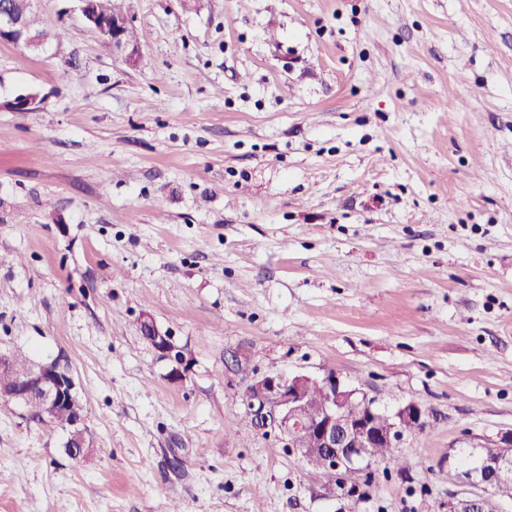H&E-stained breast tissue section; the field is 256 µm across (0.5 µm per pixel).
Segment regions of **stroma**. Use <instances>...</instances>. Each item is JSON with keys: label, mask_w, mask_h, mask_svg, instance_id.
I'll list each match as a JSON object with an SVG mask.
<instances>
[{"label": "stroma", "mask_w": 512, "mask_h": 512, "mask_svg": "<svg viewBox=\"0 0 512 512\" xmlns=\"http://www.w3.org/2000/svg\"><path fill=\"white\" fill-rule=\"evenodd\" d=\"M182 3L124 0L137 67L75 0H38L42 47L0 43V353L68 365L97 443L73 460L0 402V512L481 494L453 461L512 430V0ZM258 372L425 425L340 485L241 427ZM143 337L164 357L173 363L170 377L174 382H183L187 379L188 367L182 353L176 349L170 336L162 333L150 317H145L140 323Z\"/></svg>", "instance_id": "1"}]
</instances>
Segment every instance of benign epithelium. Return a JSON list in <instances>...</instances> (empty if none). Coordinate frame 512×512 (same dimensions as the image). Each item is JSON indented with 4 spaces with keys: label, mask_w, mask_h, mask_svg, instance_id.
Masks as SVG:
<instances>
[{
    "label": "benign epithelium",
    "mask_w": 512,
    "mask_h": 512,
    "mask_svg": "<svg viewBox=\"0 0 512 512\" xmlns=\"http://www.w3.org/2000/svg\"><path fill=\"white\" fill-rule=\"evenodd\" d=\"M87 26L112 41V46L125 53L126 61L134 65L140 55L139 45L130 43L125 32L130 21L125 14H112L106 0H76ZM34 0H3L0 3V41L23 43L29 47L40 43L32 34L25 19V11ZM43 99L36 93L15 98L9 103L14 112L37 109ZM143 337L164 357L173 363L170 377L175 382L187 379L188 367L182 353L169 336L162 333L154 321L145 317L140 323ZM320 386L324 393L321 406L311 410L307 394L311 385ZM75 382L69 370L58 361L36 364L30 375L18 381L8 399L23 405L37 402L47 414L76 402ZM246 411L253 430L261 434L275 433L305 456L308 449L297 443L306 436L313 447L320 449L324 465L340 475L362 470L361 464L375 460L374 449L395 448L403 429L409 423L423 424L424 411L414 403L399 408L386 416L388 425L378 423L383 415L374 402L356 388L343 385L332 372L320 378L307 374H266L253 379L245 391ZM67 454L74 459L92 455L95 443L88 440L84 417L76 413L70 423L64 443ZM512 466V431L483 447L481 466L474 470L473 483L487 492L512 496V487L501 480V472ZM484 498L460 499L451 504L448 512H480Z\"/></svg>",
    "instance_id": "benign-epithelium-1"
}]
</instances>
